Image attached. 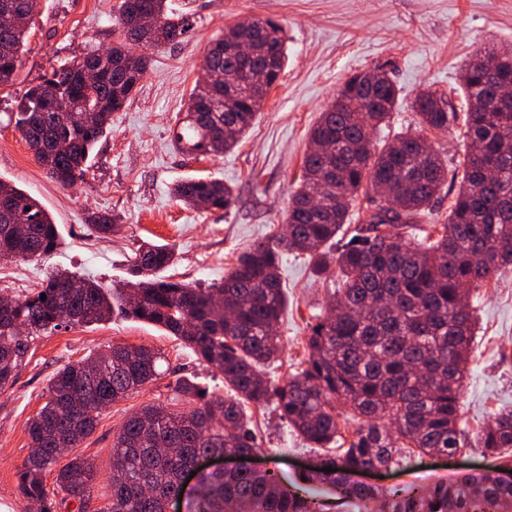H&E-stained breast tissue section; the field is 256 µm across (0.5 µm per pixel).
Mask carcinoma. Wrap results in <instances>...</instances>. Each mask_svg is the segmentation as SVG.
<instances>
[{"instance_id": "obj_1", "label": "carcinoma", "mask_w": 512, "mask_h": 512, "mask_svg": "<svg viewBox=\"0 0 512 512\" xmlns=\"http://www.w3.org/2000/svg\"><path fill=\"white\" fill-rule=\"evenodd\" d=\"M36 5L0 0V13L14 17L0 26V87L15 77ZM143 12L155 17L156 32L135 24ZM120 26L121 41L107 48L105 83L85 89L75 79V63H66L30 87L15 113L34 159L63 187L82 179L111 129L112 113L138 91L150 59L133 47L179 42L193 23L167 0H123ZM251 37L253 51L244 59L224 54L221 40L212 42L206 60L223 70L224 81L196 82L176 133L183 151L222 154L253 125L265 95L250 90L244 75L262 73L272 87L286 48L282 27L271 19L258 21ZM502 51L489 49L462 69L467 144L448 223L423 226L448 177V162L420 133L407 131L376 145L371 131L397 105L398 90L385 73H358L343 82L311 128V143L322 151L306 154L283 231L242 252L222 283L194 288L160 276L176 263V254L168 245L145 242L134 254L140 281L130 290L108 292L90 278L54 273L0 313V390L13 383L29 338L64 322H106L118 304L126 317L182 340L233 392L215 398L178 378L174 391L194 404L191 410L147 405L129 417L113 444L111 499L101 512H167L178 497L186 512H338L346 502L355 503L357 512H512V409L493 414L476 436L484 454L503 460L502 470L427 487L378 488L352 480L360 467L401 466L416 454L464 446L459 408L476 329L465 300L512 266V105L498 95L502 84L512 83V65L497 82L482 64ZM61 102L74 111H56ZM412 109L423 131L446 133L458 120L454 105L430 89L417 93ZM379 187L397 211L376 203ZM173 195L187 206L208 200L214 209H228L235 202L231 188L210 178L178 183ZM86 221L100 234L114 228L107 212ZM2 243L0 258L38 260L55 252L59 236L37 200L0 180ZM286 251L315 258L319 272L336 273L341 288L311 327L305 367L278 385L263 365L281 353L274 325L285 307L280 265ZM162 361L152 348L114 345L57 370L49 400L28 423L39 453L17 470L22 497L40 512H56L59 501L86 512L97 476L93 464L75 456L62 466L59 500L49 497L44 470L57 461L62 439L80 444L103 409L157 380ZM248 404L273 405L313 448H328L342 436L338 418L348 411L363 424L348 446L327 458L334 471L307 472L303 483L290 488L271 471L208 472L195 486L183 487L181 470L198 454L256 451ZM314 482L329 485L333 498L301 494Z\"/></svg>"}]
</instances>
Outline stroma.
Listing matches in <instances>:
<instances>
[{
    "mask_svg": "<svg viewBox=\"0 0 512 512\" xmlns=\"http://www.w3.org/2000/svg\"><path fill=\"white\" fill-rule=\"evenodd\" d=\"M121 2L37 0L22 65L14 83L0 88V179L37 199L61 237L47 260L1 259L0 298L31 295L53 270L90 277L111 288L123 286L132 279L134 250L144 241L174 247L177 262L169 273L175 279L204 288L221 283L241 251L284 224L309 132L345 79L381 67L397 85L399 99L390 122L373 133L374 140L385 144L417 128L410 103L420 89L444 94L457 112H465L463 63L476 52L512 45V0H172V8L190 11L192 30L180 44L149 49L151 65L138 93L113 113L112 131L97 144L82 180L65 188L35 161L9 117L45 73L76 60L92 46L118 39ZM268 18L284 28L288 59L254 126L222 155L179 153L173 136L211 41L230 26ZM464 131L459 123L451 132L427 134L448 161L451 175L430 211L431 223L448 219L458 186L452 175L466 144ZM204 177L234 188L237 203L232 210L196 209L172 197L175 184ZM95 211L115 216L114 234H99L86 224V214ZM281 276L287 307L277 333L283 352L265 368L276 383L302 368L310 327L325 314L335 291L332 280L314 274L305 254H284ZM471 305L479 331L459 419L468 444L455 459L423 455L380 474H365L363 482L389 487L451 483L493 464V457L484 455L474 438L496 410L512 407V266L474 294ZM112 345L159 350L166 358V373L102 410L95 431L74 450L96 467L92 502L98 512L111 495L114 439L132 413L149 404L186 409L173 390L182 376L210 395L230 394L217 370L199 362L181 340L148 323L116 316L30 338L13 385L0 392V512H35L19 492L16 473L31 453L27 423L46 402L52 374ZM250 415L258 442L255 466L274 471L283 484H294L300 470L319 457V450L308 447L273 407L251 409Z\"/></svg>",
    "mask_w": 512,
    "mask_h": 512,
    "instance_id": "stroma-1",
    "label": "stroma"
}]
</instances>
